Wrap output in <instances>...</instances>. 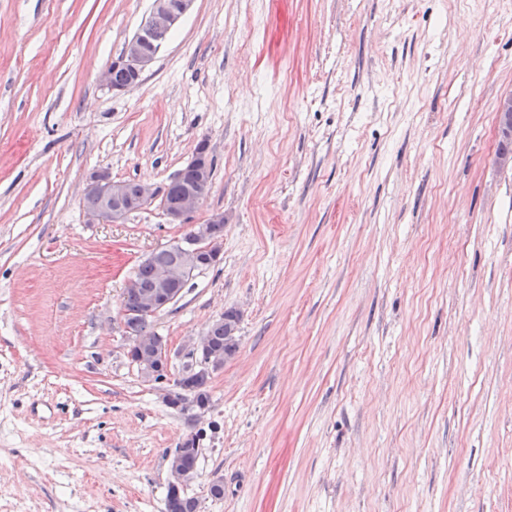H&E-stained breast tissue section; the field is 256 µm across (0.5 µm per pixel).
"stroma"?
Instances as JSON below:
<instances>
[{
	"label": "stroma",
	"instance_id": "obj_1",
	"mask_svg": "<svg viewBox=\"0 0 512 512\" xmlns=\"http://www.w3.org/2000/svg\"><path fill=\"white\" fill-rule=\"evenodd\" d=\"M150 7L0 0V512H166L190 434L201 512H512V0H196L112 93ZM202 141L222 260L155 318L151 384L118 310L189 226L92 224L81 196ZM229 308L208 410L169 407ZM497 123H498V137L499 149L497 155L500 153H509L506 155H499V163L508 166L512 164V94L504 96L499 103L497 112Z\"/></svg>",
	"mask_w": 512,
	"mask_h": 512
}]
</instances>
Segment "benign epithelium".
Here are the masks:
<instances>
[{"instance_id":"1","label":"benign epithelium","mask_w":512,"mask_h":512,"mask_svg":"<svg viewBox=\"0 0 512 512\" xmlns=\"http://www.w3.org/2000/svg\"><path fill=\"white\" fill-rule=\"evenodd\" d=\"M195 0H153L152 8L132 38L125 44L120 55L100 75L101 84L114 93H125L137 86L143 74L156 61L161 48L167 43L172 32L192 10ZM122 70L128 79L123 83L113 82V73ZM498 137L505 141L512 139V94L504 96L497 112ZM189 165L200 171L195 190L182 196L173 208L163 212L170 224H186L200 208L208 189V165L194 154ZM168 186L140 183L142 205H149L166 195ZM127 189L122 181H115L106 172L93 173L84 189L81 203L87 219L92 223L119 224L128 215L125 204ZM224 223V213H212L206 223L196 224L191 237L179 241L186 265L163 267L158 270L154 285L142 294V307L138 315H157L174 303L184 289L190 269L205 261L217 263L221 260V241L211 236L209 225ZM124 337L128 342L127 355L140 375L149 383L161 384L169 376V350L164 337L142 338L136 336L135 315L120 311ZM186 359L182 376L211 375L223 368L220 353L214 350L209 337L202 335L188 341L184 354ZM186 449L176 450L168 461L170 495L178 497L193 474L186 469L183 454Z\"/></svg>"}]
</instances>
